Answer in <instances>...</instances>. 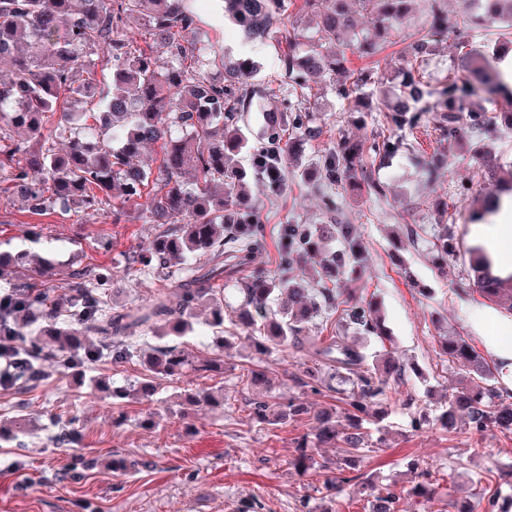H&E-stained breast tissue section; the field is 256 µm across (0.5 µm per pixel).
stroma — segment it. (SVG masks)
Returning a JSON list of instances; mask_svg holds the SVG:
<instances>
[{
    "mask_svg": "<svg viewBox=\"0 0 512 512\" xmlns=\"http://www.w3.org/2000/svg\"><path fill=\"white\" fill-rule=\"evenodd\" d=\"M197 17L200 46L251 57L257 69L243 74L247 86H266L246 115L253 140H264V115L296 103L284 84L279 53L271 42H249L224 18L216 0H187ZM449 26L468 24L470 47L455 35L438 38L423 64L430 81L460 70L468 48L486 53L512 41V27L471 25L477 7L470 0H440ZM427 4L413 0L399 36L380 45L376 58L347 53L342 73L315 86L311 105L323 125L321 135L307 141L299 161H288V186L271 195L263 176H252L248 190L262 219V244L253 254V267L279 273L281 229L286 224H321L335 216L354 225L367 261L353 282L336 298V307L323 311L313 323V335L345 336L374 360L393 358L407 368L393 394L388 420L392 425L381 448L369 452L359 474L381 488L402 482L409 461L430 470L439 486L427 504L403 502L404 512H454L453 501L474 499L476 480L491 475L503 493L512 492V434L478 433L467 418L455 430L436 425L413 428V415L435 416L441 395L457 389L458 364L449 361L442 342L464 337L498 370L500 393H512V359L492 345L494 337L512 331V313L484 299L474 288L464 254L475 243V227L463 220L482 193V167L474 152L482 143L469 133L447 141L432 122L411 130L389 126L383 112L395 100L404 70L412 61L413 43L425 32ZM377 71L378 83L357 97L341 98L346 77ZM392 136L400 139L396 153L384 160L362 154L357 163L367 180L336 189L305 181L302 169L314 166L333 143L348 138L370 146ZM502 172L512 171V130L499 128L486 143ZM439 156V177L429 178L425 164ZM384 185L383 196L370 193L368 181ZM337 208L328 212L327 196ZM447 230L454 244L446 263H439L435 237ZM158 232L155 225L133 220L112 221L109 212L93 215L59 210L37 215L28 211L12 184L0 178V249L24 250L59 266L61 275L48 286L51 296L68 292L66 275L86 269H111L118 291L117 308L145 303L161 285L155 273L128 271L132 252H147ZM379 304L390 335L382 341L367 336L342 317L343 311ZM139 350L178 346L192 362L217 360L219 372L186 370L174 380L158 381L150 400L136 396L112 398L97 391L94 379L110 377L114 386L137 384L142 369L137 360L116 364L104 357L72 371L49 368L37 384L21 390L0 389V420H19L13 440L0 441V512H305L317 507L327 471L304 476L289 459L301 437L315 427V416L336 405V392L301 388L304 352L255 357L251 342L239 338L224 350L212 331L196 322L193 333L159 336L148 327L137 331ZM261 367L282 397L300 398L307 412L273 427L257 425L244 404L247 390L240 378L248 368ZM223 387L232 401L224 409H190L183 403L188 389ZM412 407H405V400ZM121 458L128 470L116 471Z\"/></svg>",
    "mask_w": 512,
    "mask_h": 512,
    "instance_id": "stroma-1",
    "label": "stroma"
}]
</instances>
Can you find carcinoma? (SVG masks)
I'll return each mask as SVG.
<instances>
[{
    "instance_id": "1",
    "label": "carcinoma",
    "mask_w": 512,
    "mask_h": 512,
    "mask_svg": "<svg viewBox=\"0 0 512 512\" xmlns=\"http://www.w3.org/2000/svg\"><path fill=\"white\" fill-rule=\"evenodd\" d=\"M356 1L376 16V36L390 34L403 25L411 0H300L301 9L318 13L320 36L307 37L309 48L300 52L304 34L277 27L273 7L280 0H223L224 16L252 41L274 39L286 44L280 63L283 78L293 90L308 94L312 84L335 73L347 48L336 44L323 51L322 40L353 26L349 3ZM482 13L478 23L501 21L512 26V0H475ZM142 21L141 41L128 35L131 18ZM196 19L185 0H0V57L6 56L12 77L0 80V172L13 183L29 211L41 214L55 208L65 214L108 211L112 223L128 222L134 207L144 224L161 228L149 254L129 256L131 267L153 271L168 282L145 304L125 313L109 306L112 274L102 271L70 273L69 294L55 299L49 292L21 279L0 295V344L13 347L20 360L17 370L24 382L43 377L41 363L78 369L93 363L103 351L121 363L137 354L134 329L162 324L164 335L180 337L191 330L194 310L208 309V325L222 334L224 322L241 329L251 339L255 354L266 356L286 348L305 349L312 365L306 367L308 381L319 379L321 367L342 383L340 402L347 420L341 430L334 414L318 418L314 432L295 449L290 465L305 475L323 467L315 448L339 441L345 454L332 462L333 479L324 484L325 498L334 500L351 482L345 473L355 469L372 448L371 426L384 435L381 426L388 412L392 387L388 375L367 361L359 348L342 336L318 340L310 335V323L321 309L335 305L339 273L365 261L364 250L352 225L329 218L325 224H285L281 235L280 264L288 268L304 255L318 252L332 242L339 248L324 257L317 274V299L292 278L275 279L262 271L238 283L240 303L226 315L224 289L218 278L250 266L262 243L263 229L255 206L248 201V173L260 174L273 193L288 180L282 164L287 154L298 155L300 143L315 138L320 128L308 114H266L269 138L250 140L242 117L253 98L265 90L245 87L237 74L253 68L249 59L229 63L220 57L213 64L224 69V78H212L210 63L201 57L195 38ZM432 27L413 47L414 64L408 69L395 103L387 108L388 124L413 129L419 113H432L440 135L450 139L467 129H483L477 118L476 96L499 110L512 130V90L500 98L506 84L494 71L489 56H468V71L450 77L440 87L426 80L422 61L429 50ZM166 50L160 63L158 49ZM106 51L112 78L105 93L99 90L95 66L86 57ZM88 110H77L79 104ZM60 113L56 126L50 118ZM21 130L26 138L11 145V132ZM148 143L160 145L159 164L137 166ZM363 145L340 139L320 161V174L331 186L355 178V159ZM249 156L250 170L235 163ZM196 173L197 187L190 189L183 174ZM469 267L480 295L512 312V275L495 273L491 259L480 246L469 248ZM288 294V309L276 314L271 300ZM348 321L369 335H384L379 308L347 313ZM445 353L458 362L460 390L440 404L436 424L446 429L457 418L467 416L473 430L497 429L512 433V404L497 399L492 381L496 375L471 345L458 336L446 341ZM143 377L134 388L141 398L153 396L156 381L178 378L190 366L176 346H160L140 355ZM246 389L252 419L277 426L306 413L303 403L290 397L280 401L270 392V381L262 369L248 371ZM224 387L201 388L185 393L191 407L224 405ZM436 494L431 473L413 471L409 487L374 489L369 512H402L401 499L408 495L425 502Z\"/></svg>"
}]
</instances>
